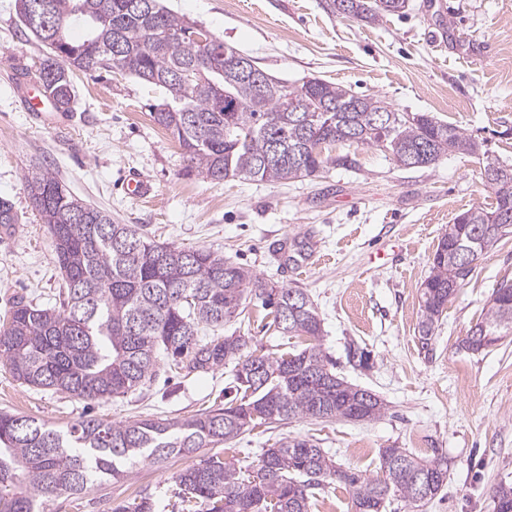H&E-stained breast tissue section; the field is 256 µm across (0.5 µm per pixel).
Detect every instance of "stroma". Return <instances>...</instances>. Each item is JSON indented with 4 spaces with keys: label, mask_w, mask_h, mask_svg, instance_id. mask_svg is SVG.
Here are the masks:
<instances>
[{
    "label": "stroma",
    "mask_w": 512,
    "mask_h": 512,
    "mask_svg": "<svg viewBox=\"0 0 512 512\" xmlns=\"http://www.w3.org/2000/svg\"><path fill=\"white\" fill-rule=\"evenodd\" d=\"M175 14L258 62L268 74L301 83L319 77L401 112H429L483 141L491 159L512 165V0H409L379 22L332 14L326 0H166ZM44 49L26 32L15 0H0V197L19 215L15 234L0 238V317L14 298L59 303L61 275L24 176L50 164L69 191L119 224H134L161 243L206 247L266 281L306 292L322 319L320 348L347 382L387 405L366 422L292 419L244 432L221 448L225 461L256 465L282 438H311L337 465L379 478V453L403 448L448 459L440 499L416 509L392 498L385 512H494L499 482H512V336L482 353L460 344L485 315L494 288L512 281V237L477 263L450 298L430 350L419 341L420 285L455 216L492 202L477 158L450 154L419 169L397 167L375 147L337 145L355 168L328 165L286 182H212L187 170L172 136L151 116L159 89L119 72H74L71 111L54 125L27 112L13 88L17 72L36 74ZM149 177L153 195L128 197L126 172ZM314 235L315 258L284 269L273 256L281 239ZM224 335L251 339L258 353L298 348L265 326L260 303ZM363 348L365 364L348 357ZM229 367L183 378L160 367L150 387L97 407L104 420L175 419L222 403ZM66 426L87 412L84 401L17 382L0 365V410ZM188 457L145 463L120 480L92 486L78 502H51V512H111L150 490L157 512H182L172 476Z\"/></svg>",
    "instance_id": "1"
}]
</instances>
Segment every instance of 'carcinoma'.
I'll use <instances>...</instances> for the list:
<instances>
[{
	"label": "carcinoma",
	"instance_id": "obj_1",
	"mask_svg": "<svg viewBox=\"0 0 512 512\" xmlns=\"http://www.w3.org/2000/svg\"><path fill=\"white\" fill-rule=\"evenodd\" d=\"M28 2L17 0L18 12L45 47L38 78L56 111H71L77 70L133 75L164 92L151 116L176 139L191 171L211 181L281 182L312 177L329 164L354 167L347 155L325 154L337 143L377 147L404 168L429 167L452 153L486 155L482 142L429 112H399L322 78L295 85L261 69V81L288 87L286 96L271 90L261 98L225 59L238 49L217 38L201 45L203 31L161 0H43L48 16L39 28L27 21ZM328 6L374 22L403 13L408 0H328ZM75 24L86 30L78 42L68 37ZM483 169L493 202L454 218L421 283L425 349L455 289L482 255L512 236V220L498 221L512 216V167L487 159ZM25 183L64 288L60 307L21 299L0 320V363L13 377L34 389L106 403L153 380L164 354L186 377L234 363L235 396L187 418L117 424L90 417L65 429L0 410V512H46L49 503L78 500L140 463L197 457L257 425L381 415L384 402L338 377L321 353V319L303 290L270 284L206 249L158 243L134 224H116L73 196L46 164L25 175ZM254 299L268 310V327L303 336L307 346L275 357L256 353L248 336L217 334ZM204 329L213 335H199ZM506 336H512V282L494 291L461 348L481 353ZM380 459L385 478L372 479L336 467L310 440L285 437L262 449L252 472L211 455L173 479L181 502L206 512H310L315 490L328 481L352 490L356 512H383L392 496L424 504L448 484L444 457L423 460L404 448H384ZM492 498L496 512H512V483L498 484ZM113 512H155L154 497L143 493Z\"/></svg>",
	"mask_w": 512,
	"mask_h": 512
}]
</instances>
